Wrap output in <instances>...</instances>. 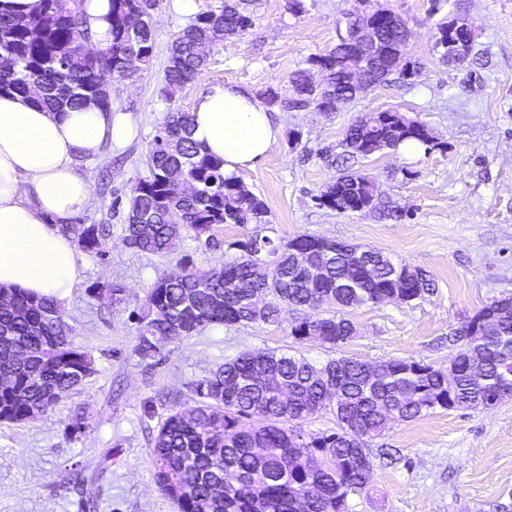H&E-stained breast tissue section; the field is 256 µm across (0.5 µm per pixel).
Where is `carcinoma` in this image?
<instances>
[{
  "instance_id": "obj_1",
  "label": "carcinoma",
  "mask_w": 512,
  "mask_h": 512,
  "mask_svg": "<svg viewBox=\"0 0 512 512\" xmlns=\"http://www.w3.org/2000/svg\"><path fill=\"white\" fill-rule=\"evenodd\" d=\"M160 0H110L107 44L92 47L85 0H43L31 16L0 13V91L34 95L52 111L112 106V84L131 77L127 52L135 49L136 70L153 59L152 14ZM375 18L392 43L403 39L406 22L391 12ZM254 24L242 0H219L197 13L168 48L160 94L171 101L208 68L203 51L241 36ZM336 44L314 58L324 88L308 86L307 72L289 77L292 94L270 88L264 104L283 112L312 105L336 111V91L357 60ZM406 141L434 143L430 129L396 110L368 112L352 124L336 155L339 175L315 197L338 212L372 202L379 211L389 202L376 194L367 174L351 172L359 159L396 150ZM149 174L132 186L125 203L124 244L139 252L169 257L181 252L184 234L203 251L221 247L224 226L251 227L246 239L231 243L239 254L203 270L190 255L178 259L184 271L157 279L137 311L135 352L143 360L161 356L164 347L217 325L266 324L288 328L295 341L311 326L323 342L341 348L356 334L346 317L352 309L388 301L392 273L410 277L403 289L416 300L430 293L424 274L387 261L371 269L351 263L357 248L346 242L326 260L314 253V274L296 263L289 243L276 245L263 234L270 223L265 203L223 161L192 136L191 113L170 111L148 143ZM64 233L87 252L100 245V224H70ZM498 310L484 341L472 344L455 333L461 349L455 358L453 386L440 370L413 359L376 363L391 372L384 384H371L365 362L331 359L321 366L284 349L241 353L193 381L191 404L171 411L159 423L152 454L159 487L178 512H348L351 491L371 484L373 462L368 439L395 422H408L437 410H477L512 372V297L493 301ZM74 331L51 297L0 289V422L25 423L50 418L60 399L94 372V359L71 346ZM338 401L323 402L329 381ZM322 411L336 420L331 433L312 434L298 422ZM322 456L327 469L312 476L304 457Z\"/></svg>"
}]
</instances>
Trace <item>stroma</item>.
Instances as JSON below:
<instances>
[{
	"mask_svg": "<svg viewBox=\"0 0 512 512\" xmlns=\"http://www.w3.org/2000/svg\"><path fill=\"white\" fill-rule=\"evenodd\" d=\"M250 0L254 26L213 50L208 70L173 100L160 94L174 35L189 19L175 0L154 15V58L147 70L116 83L112 107L136 127L122 148L107 147L76 168L94 187L83 224H108L97 252H82L85 271L60 308L73 325L72 346L91 354L95 372L48 419L0 422V512H177L160 491L151 453L160 417L188 402L192 381L241 352L296 347L316 365L340 356L367 362L414 359L447 368L448 338L491 301L512 295V0H388L407 20V49L420 68L412 78L370 88L357 102L323 113L274 111L281 136L238 176L270 212L266 235L300 234L374 247L421 269L433 294L349 314L357 334L337 349L318 340L295 343L267 325L215 326L167 345L157 364L135 352L129 313L151 284L177 271V256L145 255L124 245L131 186L147 173L146 152L164 115L191 111L201 90L233 84L253 96L285 91L290 75L322 74L312 60L337 41V23L359 0ZM464 19L475 36L470 57L441 62L433 49L440 20ZM394 109L425 123L436 145L409 157L385 151L359 168L375 176L401 216L339 214L316 201L337 174L346 129L367 112ZM120 283L126 301L109 304L95 287ZM82 429L70 433L69 427ZM372 487L350 493L349 512H496L512 507V398L485 411L448 410L394 425L369 440Z\"/></svg>",
	"mask_w": 512,
	"mask_h": 512,
	"instance_id": "1",
	"label": "stroma"
}]
</instances>
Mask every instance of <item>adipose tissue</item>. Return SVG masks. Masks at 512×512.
Listing matches in <instances>:
<instances>
[{
	"mask_svg": "<svg viewBox=\"0 0 512 512\" xmlns=\"http://www.w3.org/2000/svg\"><path fill=\"white\" fill-rule=\"evenodd\" d=\"M192 115L194 138L228 175L263 159L280 134L272 114L230 84L207 86ZM130 131L110 109L50 112L31 96L0 93V288L69 298L83 265L63 227L93 197L76 161L122 146Z\"/></svg>",
	"mask_w": 512,
	"mask_h": 512,
	"instance_id": "obj_1",
	"label": "adipose tissue"
}]
</instances>
